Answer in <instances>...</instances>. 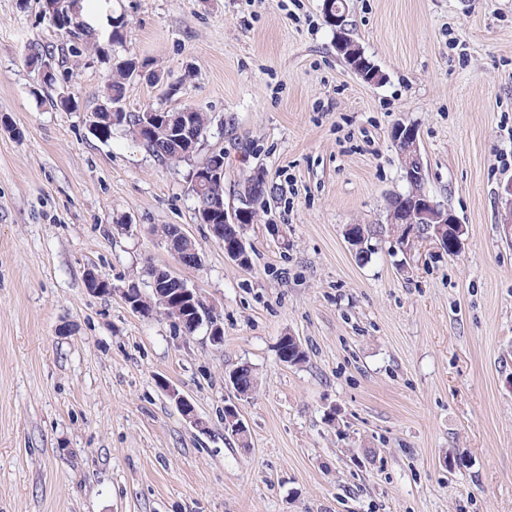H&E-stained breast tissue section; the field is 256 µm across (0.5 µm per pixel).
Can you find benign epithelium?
Instances as JSON below:
<instances>
[{"label":"benign epithelium","mask_w":512,"mask_h":512,"mask_svg":"<svg viewBox=\"0 0 512 512\" xmlns=\"http://www.w3.org/2000/svg\"><path fill=\"white\" fill-rule=\"evenodd\" d=\"M43 11L53 21L67 20L78 15L77 0H43ZM323 14L326 21L336 33V51L353 60L350 70L367 83L377 84L384 79V74L377 65L364 55L360 45L351 41L347 35L345 13L341 7L332 0H324ZM187 108L180 112L157 111L150 114L144 129L149 135H154L155 126L173 128L177 133V140L187 152L196 151L199 133L191 125ZM393 141L397 146L404 177L410 184L407 193H396L391 200L398 205L391 211L388 223L390 224H446L448 237L453 239L456 246L462 244L464 228L458 224L455 216L448 209L441 207L430 196L425 188L426 174L421 157L418 130L412 125L399 124L393 131ZM224 173V156L212 153L204 160L203 165L193 174V181L197 188L209 190L216 180ZM498 197L501 200L502 213L500 224L505 238L512 239V180L501 184ZM197 222L211 225V233L219 242L224 237L232 238V245L224 248L225 257L240 266L246 263L249 254L244 238L241 235V225L246 220L244 209L224 210V203L220 197L208 194L200 208L196 209ZM217 214L223 216V223H212ZM174 236L168 238L167 247L176 262L182 267L195 268L201 265L202 258L199 250L194 246L192 238L181 228L173 229ZM152 285L154 291L159 293V300L167 303V298L174 297L185 303L190 309L197 302L198 291L189 287L187 283L168 267L157 266L153 272ZM113 291L119 293L130 308L140 314L143 312L137 295L141 289L136 282L123 287H115ZM186 335L194 334L200 327L207 329L210 341L219 345L224 342V326L220 319L212 316H203L195 313L188 320L179 323Z\"/></svg>","instance_id":"obj_1"}]
</instances>
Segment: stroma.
Returning <instances> with one entry per match:
<instances>
[{
  "label": "stroma",
  "instance_id": "35a3bbf8",
  "mask_svg": "<svg viewBox=\"0 0 512 512\" xmlns=\"http://www.w3.org/2000/svg\"><path fill=\"white\" fill-rule=\"evenodd\" d=\"M323 0H81L123 17L108 57L37 99L31 46L63 40L40 0H0V512H512V0H346L385 79L336 53ZM136 57L124 107L211 119L192 162L163 163L88 114L112 57ZM415 126L426 188L465 233L450 255L386 230L408 189L391 130ZM224 154V205L268 193L242 269L194 218L189 172ZM180 226L202 263L158 234ZM278 225L281 238L268 225ZM371 230L357 257L345 231ZM175 268L224 325L184 335L117 294ZM94 270L114 290L85 285ZM298 336L304 364L280 361ZM254 370L237 398L227 375ZM183 395L203 428L184 417ZM236 404L249 448L224 433ZM498 197L502 207L501 219L503 234L506 239H512V180L509 179L500 186ZM174 228L172 225H165L161 229V237L167 238ZM174 237H169L167 247L174 259L181 267L195 268L201 265L202 258L199 250L194 246L192 238L179 226L173 229ZM188 242V243H187Z\"/></svg>",
  "mask_w": 512,
  "mask_h": 512
}]
</instances>
